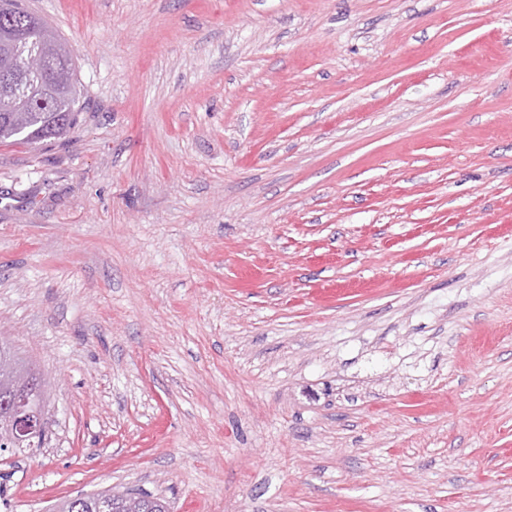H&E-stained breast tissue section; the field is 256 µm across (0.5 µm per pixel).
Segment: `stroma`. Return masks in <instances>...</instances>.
Wrapping results in <instances>:
<instances>
[{
    "mask_svg": "<svg viewBox=\"0 0 512 512\" xmlns=\"http://www.w3.org/2000/svg\"><path fill=\"white\" fill-rule=\"evenodd\" d=\"M64 141L0 145L12 512H512V0H21ZM3 408L10 416L14 444H21L44 431L46 427L44 409L32 407L27 398L5 400ZM127 499L114 500L112 512H169L168 502L161 496L146 492H126Z\"/></svg>",
    "mask_w": 512,
    "mask_h": 512,
    "instance_id": "stroma-1",
    "label": "stroma"
}]
</instances>
